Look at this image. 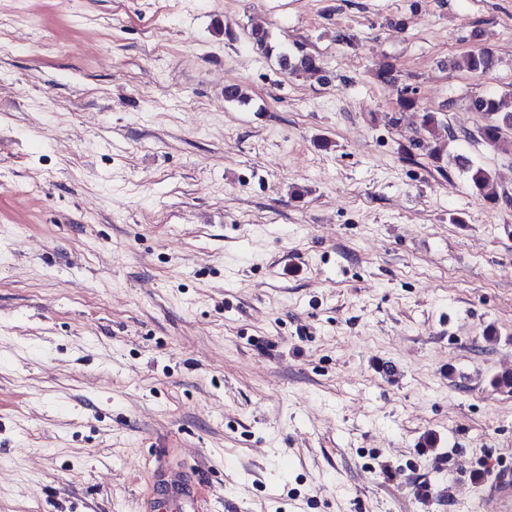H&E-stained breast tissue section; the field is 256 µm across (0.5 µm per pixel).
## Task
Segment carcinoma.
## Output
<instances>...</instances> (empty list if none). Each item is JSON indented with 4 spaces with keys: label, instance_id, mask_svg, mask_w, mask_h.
Instances as JSON below:
<instances>
[{
    "label": "carcinoma",
    "instance_id": "1",
    "mask_svg": "<svg viewBox=\"0 0 512 512\" xmlns=\"http://www.w3.org/2000/svg\"><path fill=\"white\" fill-rule=\"evenodd\" d=\"M279 61L281 66L291 74L312 77L322 73L320 59L309 53H302L291 59L288 53L282 52L279 55ZM464 62L468 71L478 76L488 74L496 65L494 53L484 48L467 54ZM470 109L480 113L485 119L484 124L478 130V136L488 146L497 145L504 130L512 128L511 93L504 96L475 97L470 100ZM421 127L431 137L428 147L431 157L435 162L441 164L439 171H444L442 164H448L465 175L471 189L476 194L489 201L498 200V191L492 173L468 157L449 151V142L454 140V135L438 119L436 113H424Z\"/></svg>",
    "mask_w": 512,
    "mask_h": 512
}]
</instances>
